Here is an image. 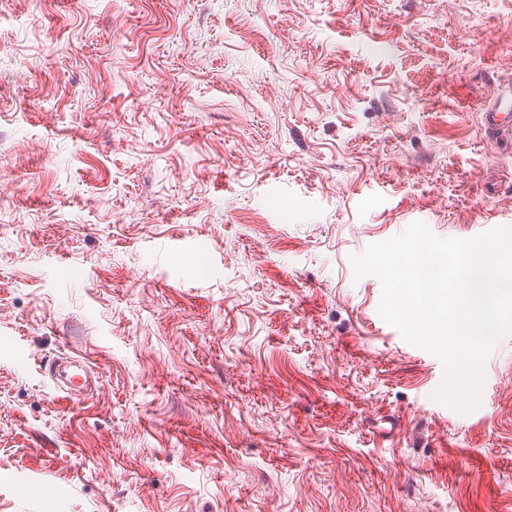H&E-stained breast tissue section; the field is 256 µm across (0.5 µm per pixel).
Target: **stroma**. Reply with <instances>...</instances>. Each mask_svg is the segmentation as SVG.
Wrapping results in <instances>:
<instances>
[{
  "mask_svg": "<svg viewBox=\"0 0 512 512\" xmlns=\"http://www.w3.org/2000/svg\"><path fill=\"white\" fill-rule=\"evenodd\" d=\"M509 85L512 0H0V512H512V336L451 408L351 262L512 225ZM483 124L487 133L501 140L512 138V114L496 108V104L483 112Z\"/></svg>",
  "mask_w": 512,
  "mask_h": 512,
  "instance_id": "1",
  "label": "stroma"
}]
</instances>
